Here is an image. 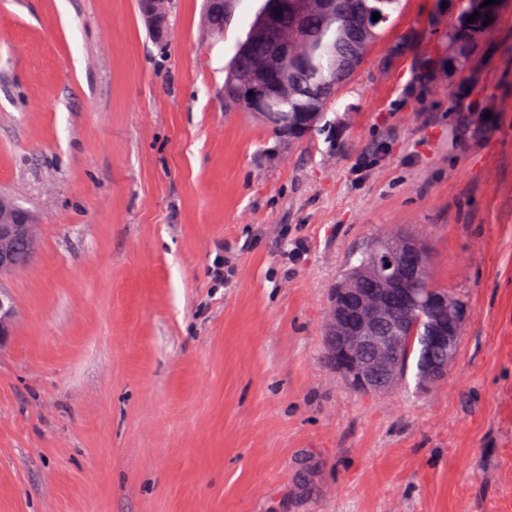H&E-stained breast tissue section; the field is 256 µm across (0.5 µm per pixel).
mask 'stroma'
Wrapping results in <instances>:
<instances>
[{"instance_id":"obj_1","label":"stroma","mask_w":512,"mask_h":512,"mask_svg":"<svg viewBox=\"0 0 512 512\" xmlns=\"http://www.w3.org/2000/svg\"><path fill=\"white\" fill-rule=\"evenodd\" d=\"M260 4L217 38L169 0L157 43L136 0H0V195L38 237L0 277V512H512V0L462 70L461 0H402L296 145L224 109ZM397 230L469 319L444 383L361 394L328 293ZM14 306L11 297L0 287V346L12 335Z\"/></svg>"}]
</instances>
